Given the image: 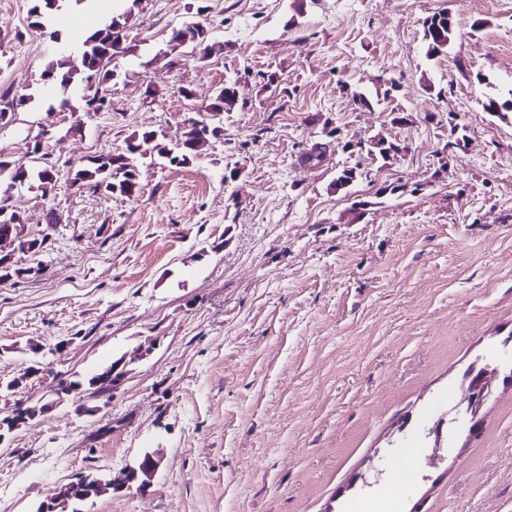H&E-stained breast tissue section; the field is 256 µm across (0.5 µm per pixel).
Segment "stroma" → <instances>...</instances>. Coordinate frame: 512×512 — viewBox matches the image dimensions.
Returning <instances> with one entry per match:
<instances>
[{"label":"stroma","instance_id":"1","mask_svg":"<svg viewBox=\"0 0 512 512\" xmlns=\"http://www.w3.org/2000/svg\"><path fill=\"white\" fill-rule=\"evenodd\" d=\"M30 6L0 0V91L32 96L0 124V158L53 168L57 188L0 182L26 236L47 240L0 282V382L23 377L14 400L35 404L150 353L110 400L85 397L92 413L62 404L0 444V512L155 449L148 490L83 512H355L412 449L398 512H512V112L484 109L512 92V6L75 0L55 41ZM440 10L457 26L430 59L423 20ZM111 17L131 51L88 112L87 82L39 75ZM190 22L210 32L205 60L171 45ZM228 80L224 133L190 164L147 149L131 198L69 184L134 132L176 148ZM374 136L407 150L371 156ZM346 167L358 178L334 191ZM493 361L470 417L464 392Z\"/></svg>","mask_w":512,"mask_h":512}]
</instances>
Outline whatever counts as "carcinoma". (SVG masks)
Here are the masks:
<instances>
[{"label": "carcinoma", "mask_w": 512, "mask_h": 512, "mask_svg": "<svg viewBox=\"0 0 512 512\" xmlns=\"http://www.w3.org/2000/svg\"><path fill=\"white\" fill-rule=\"evenodd\" d=\"M76 3L81 0H31L32 6L28 15L30 26L45 33L48 29V20L68 2ZM425 53L426 57L433 58L448 50L451 35L456 27V21L446 11H438L427 16L423 21ZM124 27L116 18L97 26L82 43V49L78 56L55 57L49 59L41 72L40 80L46 84H53L65 88L75 79L81 77L87 81L96 79L97 85H103L114 76L111 69L112 61L120 55L119 42L126 41L123 33ZM49 33V32H47ZM178 35L185 41L195 44L200 50H205L209 40V31L200 23L191 22L178 29ZM55 32H50L49 37H54ZM235 96V89L229 83L220 88L207 109L213 112H222L230 105V100ZM219 128V125L211 120L193 119L188 121L186 131L181 142V149L174 153L159 144L154 145L157 154L174 163L180 160V164L186 165L197 156V143L210 136ZM155 134L151 130L133 134L124 151L98 155L89 163L74 169L72 185H88L93 189L104 182L111 185H119L120 190L128 196H133L139 191V165L138 159L141 148L154 141ZM400 144L395 142L384 143L379 139H372L368 143V154L387 159L397 154ZM10 176V184L35 187L41 191V196L53 192L56 187L53 170L43 168L31 170L22 167L12 161L0 159V175ZM120 360H115L98 373L87 380L91 389H97L104 374H111L110 383L122 380L126 373V367L119 366Z\"/></svg>", "instance_id": "1"}]
</instances>
